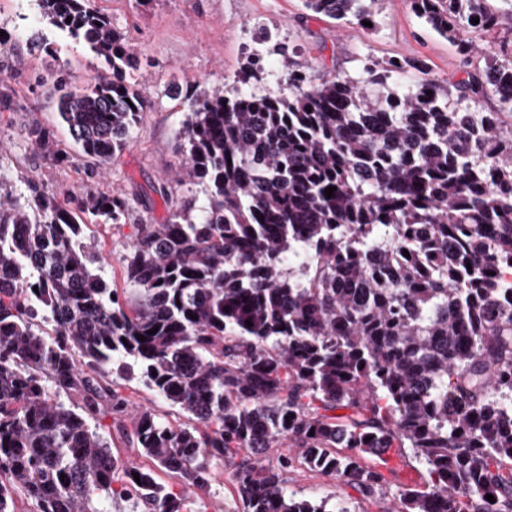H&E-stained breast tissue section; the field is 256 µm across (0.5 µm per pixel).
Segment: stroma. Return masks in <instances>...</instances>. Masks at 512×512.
Wrapping results in <instances>:
<instances>
[{"label": "stroma", "mask_w": 512, "mask_h": 512, "mask_svg": "<svg viewBox=\"0 0 512 512\" xmlns=\"http://www.w3.org/2000/svg\"><path fill=\"white\" fill-rule=\"evenodd\" d=\"M96 6L139 50L135 84L149 102V112L121 154L107 167L93 168L61 123L52 92L61 72L69 88L84 87L96 71L97 58L41 22L35 0H0V174L16 190L33 180L59 198L84 185L122 193L130 203L125 223L92 224L85 230L97 240L105 279L120 292L127 286L125 257L140 225L164 223L188 194L175 181L179 157L174 146L186 106L173 86L191 93L219 89L231 96L241 85L285 95L292 72L360 78L370 63L404 58L424 60L430 77L454 82L482 77L490 56L512 58V32L505 28L462 31L461 41L472 45L465 53L460 42L425 25L410 0H380L371 27L339 25L307 11L302 0H147L143 5L138 0H96ZM37 32L53 43L55 54L30 49L28 39ZM33 127L67 153L66 162H56L30 142ZM112 388L122 408L105 411L98 423L100 433L110 435L114 455L137 459L126 433L139 410H154L175 426L188 422L178 408L141 383L116 376ZM285 478L290 493L311 501L356 495L336 477L298 465ZM235 486L233 468L216 465L209 488L189 491L193 512H236Z\"/></svg>", "instance_id": "obj_1"}]
</instances>
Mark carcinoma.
<instances>
[{
    "label": "carcinoma",
    "instance_id": "obj_1",
    "mask_svg": "<svg viewBox=\"0 0 512 512\" xmlns=\"http://www.w3.org/2000/svg\"><path fill=\"white\" fill-rule=\"evenodd\" d=\"M36 2L106 68L76 91L54 85L74 144L102 167L147 111L128 82L139 53L94 0ZM376 2L304 0L347 22ZM411 5L453 41L503 22L486 0ZM415 71L425 62L293 73L289 96H185L177 175L202 202L140 225L131 306L83 229L124 223V197L88 186L61 203L33 180L4 194L0 178V512L19 498L29 512H193L186 488L209 486L215 458L234 467L242 512H357L288 494L285 471L297 461L374 499L387 462L368 457L392 449L425 470L396 489L398 512H512V96L499 90L512 59L457 83L454 101L437 80L410 83ZM108 365L193 421L144 410L131 432L181 490L91 428L120 407ZM285 444L297 454L250 459Z\"/></svg>",
    "mask_w": 512,
    "mask_h": 512
}]
</instances>
